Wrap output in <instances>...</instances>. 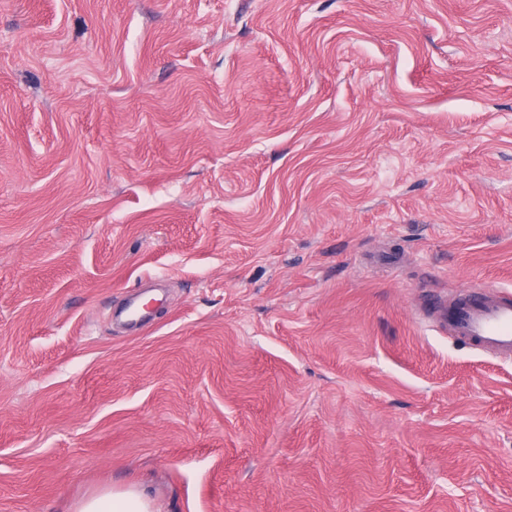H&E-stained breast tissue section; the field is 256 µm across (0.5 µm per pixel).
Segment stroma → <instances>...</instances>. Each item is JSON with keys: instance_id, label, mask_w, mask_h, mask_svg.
I'll return each instance as SVG.
<instances>
[{"instance_id": "1", "label": "stroma", "mask_w": 512, "mask_h": 512, "mask_svg": "<svg viewBox=\"0 0 512 512\" xmlns=\"http://www.w3.org/2000/svg\"><path fill=\"white\" fill-rule=\"evenodd\" d=\"M478 284L512 0H0V512H512ZM448 304L444 318L448 331L458 339L512 356V298L485 286L469 287ZM77 512H152L150 500L139 490L104 491L90 496Z\"/></svg>"}]
</instances>
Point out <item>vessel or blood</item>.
Instances as JSON below:
<instances>
[{"mask_svg": "<svg viewBox=\"0 0 512 512\" xmlns=\"http://www.w3.org/2000/svg\"><path fill=\"white\" fill-rule=\"evenodd\" d=\"M444 322L458 339L512 356V298L470 287L450 302Z\"/></svg>", "mask_w": 512, "mask_h": 512, "instance_id": "1", "label": "vessel or blood"}]
</instances>
